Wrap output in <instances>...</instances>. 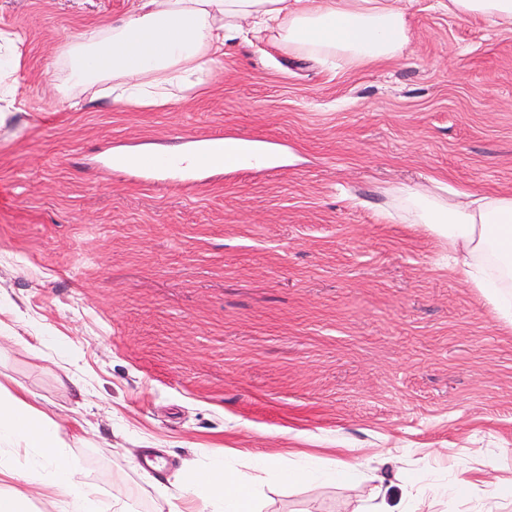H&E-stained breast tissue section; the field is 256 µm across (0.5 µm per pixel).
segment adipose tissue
I'll use <instances>...</instances> for the list:
<instances>
[{
  "instance_id": "adipose-tissue-1",
  "label": "adipose tissue",
  "mask_w": 512,
  "mask_h": 512,
  "mask_svg": "<svg viewBox=\"0 0 512 512\" xmlns=\"http://www.w3.org/2000/svg\"><path fill=\"white\" fill-rule=\"evenodd\" d=\"M408 0H136L127 16L66 37L63 43L67 89L111 84L117 101L159 106L172 89L189 90L210 74L229 43L246 34L270 37L280 49L321 61L343 58L366 67L401 57L410 43ZM450 15L479 17L512 29V0H448ZM17 33L0 31V102L13 109V79L20 59ZM390 220L428 224L448 241V254L512 324V194L487 195L404 185L387 189ZM24 458L23 488L0 491V512H24L29 492L51 497L55 512H128L120 502L103 507L84 482L68 452L55 414L29 396L0 383V477L14 478ZM488 486L474 499L475 484ZM406 501L393 483L378 482L369 500L373 512H429L442 499L466 512H494L512 486L490 471L472 478L456 464L447 478L416 483ZM168 512H254V494L243 481L224 475L223 465L206 470L192 489H163Z\"/></svg>"
}]
</instances>
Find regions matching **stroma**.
<instances>
[{
	"mask_svg": "<svg viewBox=\"0 0 512 512\" xmlns=\"http://www.w3.org/2000/svg\"><path fill=\"white\" fill-rule=\"evenodd\" d=\"M131 6L0 0L23 102L0 125V379L130 512H168L155 484L212 461L258 512H355L373 475L442 471L456 448L512 477V326L446 239L382 216L394 184L512 192V30L411 0L405 55L371 68L253 36L198 92L68 108L63 34ZM213 135L240 163L138 169ZM264 454L356 469L294 483L253 470Z\"/></svg>",
	"mask_w": 512,
	"mask_h": 512,
	"instance_id": "1",
	"label": "stroma"
}]
</instances>
